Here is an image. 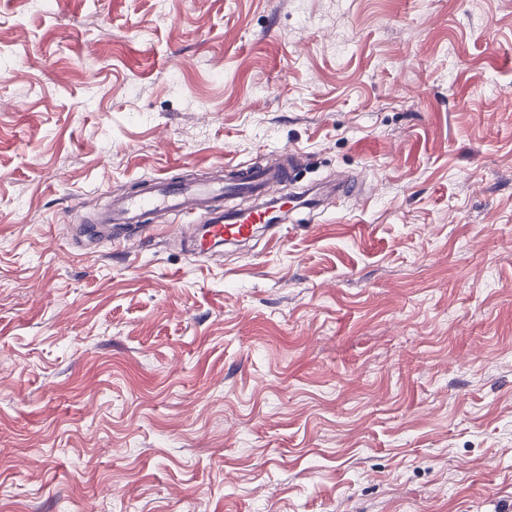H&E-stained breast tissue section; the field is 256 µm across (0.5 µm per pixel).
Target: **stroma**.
<instances>
[{
	"label": "stroma",
	"mask_w": 512,
	"mask_h": 512,
	"mask_svg": "<svg viewBox=\"0 0 512 512\" xmlns=\"http://www.w3.org/2000/svg\"><path fill=\"white\" fill-rule=\"evenodd\" d=\"M293 152L275 244L80 226ZM512 512V0H0V512Z\"/></svg>",
	"instance_id": "35a3bbf8"
}]
</instances>
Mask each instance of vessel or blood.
<instances>
[{"label":"vessel or blood","instance_id":"b4317fda","mask_svg":"<svg viewBox=\"0 0 512 512\" xmlns=\"http://www.w3.org/2000/svg\"><path fill=\"white\" fill-rule=\"evenodd\" d=\"M233 180L176 182L166 176H152L142 181L141 190L112 196L85 233L94 236L105 226L134 235L150 227L165 225L167 217L177 218L184 237L198 254H207L229 243H244L259 231L269 239L280 235V223L286 208L296 207L295 199L280 195L282 186L296 182L295 163L273 167L236 164ZM248 194L256 203L248 209H228L225 199Z\"/></svg>","mask_w":512,"mask_h":512}]
</instances>
